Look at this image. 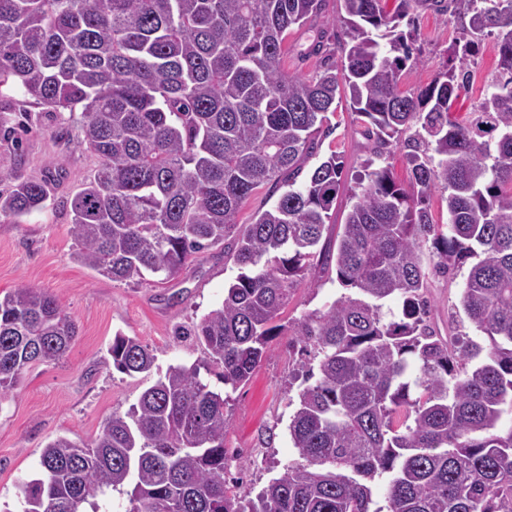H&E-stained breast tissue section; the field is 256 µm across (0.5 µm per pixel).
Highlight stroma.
<instances>
[{"label": "stroma", "instance_id": "1", "mask_svg": "<svg viewBox=\"0 0 512 512\" xmlns=\"http://www.w3.org/2000/svg\"><path fill=\"white\" fill-rule=\"evenodd\" d=\"M336 0H328L315 27L293 29L282 66L291 74L311 77L322 54L336 48L343 36L335 24ZM322 30V54L310 53L315 30ZM410 34L413 59L403 72L402 86L414 92L427 85L445 66L456 61L455 50L469 35L451 16L420 7L400 22ZM470 90L454 103L455 115L471 111L483 98L497 69L493 37L482 38L468 57ZM79 116L54 115L20 89L0 91V192L13 178L37 179L47 185L48 206L22 223L0 217V296L20 285L52 294L74 319L78 334L65 359L36 363L18 386L0 399V512H18L21 484L41 469L42 451L59 436L91 441L106 418L125 413L148 387L147 379L131 377L112 365L109 348L115 334L135 336L155 355V374L169 366L205 360L202 346L187 328L224 299V290L238 273L223 245H216L188 263L173 279L148 275L115 282L73 261L75 246L70 204L83 183L93 177L99 158L83 143ZM334 130L317 143V158L338 152L345 182H352L367 154L368 142L347 102L333 117ZM470 270L463 263L448 274L429 273L427 295L434 305L440 331L448 329V314L459 305ZM317 288L300 285L285 310L283 322L322 308L342 289L334 267L315 266ZM277 337L273 352L262 360L250 380L231 391L225 408L227 480L240 493L257 494L298 453L288 434L298 384L294 374L304 358Z\"/></svg>", "mask_w": 512, "mask_h": 512}]
</instances>
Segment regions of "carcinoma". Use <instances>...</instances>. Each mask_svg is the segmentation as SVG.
<instances>
[{
  "label": "carcinoma",
  "mask_w": 512,
  "mask_h": 512,
  "mask_svg": "<svg viewBox=\"0 0 512 512\" xmlns=\"http://www.w3.org/2000/svg\"><path fill=\"white\" fill-rule=\"evenodd\" d=\"M325 2L0 0V88L81 113L101 161L71 201L72 258L114 281L168 280L228 241L238 267L190 332L205 363L169 367L92 442L50 441L21 512H98L117 489L134 512H512V428L499 427L512 406V0H399L392 13L384 0H339V62L311 78L284 72L288 33ZM423 5L495 35L497 74L461 121L450 112L470 84L464 64L401 89L410 47L399 22ZM342 92L372 144L355 185L334 152L299 183ZM401 139L407 187L380 164ZM268 184L277 200L238 223ZM438 186L445 224L427 206ZM341 194L350 206L335 262L348 292L288 326L282 314ZM47 199L44 182L18 179L0 192V216ZM430 239L438 269L473 260L445 337L426 297ZM465 319L488 347L461 331ZM287 333L319 359L288 425L299 460L246 499L225 479L227 398L200 369L246 383ZM75 334L38 288L0 297V399L31 364L63 360ZM109 354L126 375L152 373L135 337L116 334ZM383 476L378 506L371 484Z\"/></svg>",
  "instance_id": "carcinoma-1"
}]
</instances>
